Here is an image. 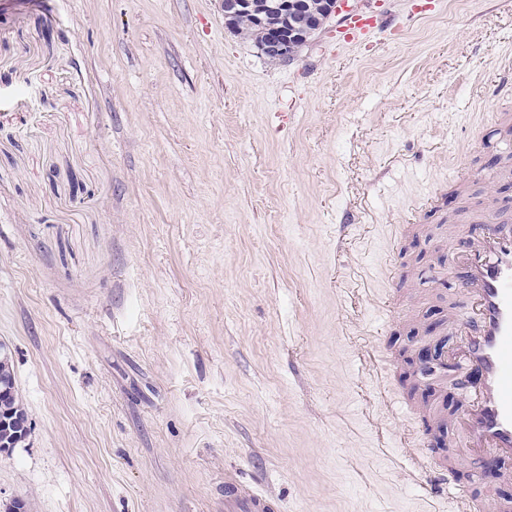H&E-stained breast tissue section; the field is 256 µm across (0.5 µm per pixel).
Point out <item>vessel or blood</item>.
<instances>
[{"instance_id":"1","label":"vessel or blood","mask_w":512,"mask_h":512,"mask_svg":"<svg viewBox=\"0 0 512 512\" xmlns=\"http://www.w3.org/2000/svg\"><path fill=\"white\" fill-rule=\"evenodd\" d=\"M402 29L400 19L385 13L351 11L336 27V44L370 48L379 36L392 37ZM479 226L469 256L456 268L470 307L448 316L460 343L440 376L450 380L466 405L459 425L467 450L512 462V221L493 215ZM274 510L264 492L225 483L224 512Z\"/></svg>"}]
</instances>
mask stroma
Masks as SVG:
<instances>
[{"instance_id":"obj_1","label":"stroma","mask_w":512,"mask_h":512,"mask_svg":"<svg viewBox=\"0 0 512 512\" xmlns=\"http://www.w3.org/2000/svg\"><path fill=\"white\" fill-rule=\"evenodd\" d=\"M336 25L288 64L220 0H0V344L31 424L0 505L224 512L232 475L280 512H455L403 442L463 452L417 354L465 308L449 225L512 201V0H440L371 53ZM457 481L512 506L511 477Z\"/></svg>"}]
</instances>
